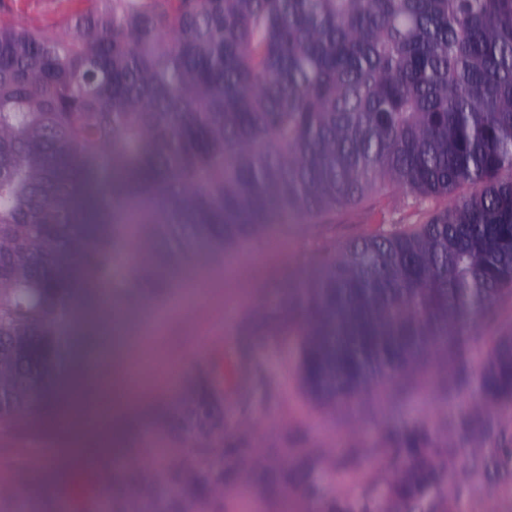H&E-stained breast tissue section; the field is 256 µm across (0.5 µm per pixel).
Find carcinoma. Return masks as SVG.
<instances>
[{"instance_id": "1", "label": "carcinoma", "mask_w": 512, "mask_h": 512, "mask_svg": "<svg viewBox=\"0 0 512 512\" xmlns=\"http://www.w3.org/2000/svg\"><path fill=\"white\" fill-rule=\"evenodd\" d=\"M389 185L417 209L471 192L329 243L296 282L284 327L328 403L467 352L512 296V0H92L49 35L0 22V417L52 384L60 355L27 343L67 335L70 263L106 306ZM481 386L512 401V336Z\"/></svg>"}]
</instances>
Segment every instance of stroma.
<instances>
[{"instance_id": "35a3bbf8", "label": "stroma", "mask_w": 512, "mask_h": 512, "mask_svg": "<svg viewBox=\"0 0 512 512\" xmlns=\"http://www.w3.org/2000/svg\"><path fill=\"white\" fill-rule=\"evenodd\" d=\"M71 0H5L0 19L52 32ZM450 198L408 208L389 186L320 223L286 224L261 236L231 265L182 260L168 287L114 300L136 322L141 354L105 340L100 307L72 309L64 377L126 372L141 390L111 483L49 492L31 466L34 443L52 451L50 406L0 419V512H129L130 492L149 483L146 512H390L406 478L404 459L426 452L430 483L407 512H512V405L476 389L492 349L512 330V298L473 327V348L449 374L430 352L406 377L371 387L351 404L314 398L300 378V346L280 333L293 298L288 274L313 279L328 242L343 245L379 225L420 224Z\"/></svg>"}]
</instances>
